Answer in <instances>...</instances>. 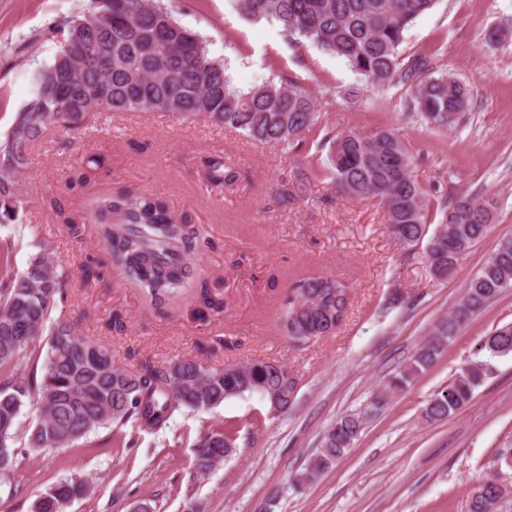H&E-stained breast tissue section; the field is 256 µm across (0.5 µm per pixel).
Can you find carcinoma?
I'll return each instance as SVG.
<instances>
[{
    "instance_id": "1",
    "label": "carcinoma",
    "mask_w": 512,
    "mask_h": 512,
    "mask_svg": "<svg viewBox=\"0 0 512 512\" xmlns=\"http://www.w3.org/2000/svg\"><path fill=\"white\" fill-rule=\"evenodd\" d=\"M255 20L272 21L292 41L307 40L343 58L369 85L398 84L409 91L405 111L431 128L446 130L470 111L467 84L448 73L434 75L424 56L402 58L405 33L437 0H235ZM64 44L52 63L34 77L31 98L0 134V224L21 222L27 203L17 192L16 176L28 165L31 150L56 125L70 129L91 112H167L201 116L217 127L270 146L303 151L307 134L321 123L317 99L300 84L269 79L239 88L221 59L208 56L206 42L180 24L161 0H90L79 17L58 23ZM319 171L350 198L378 201L383 221L408 253L425 243L435 276L451 275L460 256L482 240L494 223L497 202L479 193L430 196L412 179L415 157L394 130L364 136L352 130L327 134ZM208 181L220 186L233 179L224 158L209 161ZM300 185L283 182L276 195L293 204ZM441 214L430 229L431 212ZM93 216L111 263L154 303L196 289L201 312L219 314L224 300L214 297L192 263L200 232L187 216L177 217L153 194L124 190L95 200ZM68 275L48 254L34 255L26 269L0 275V368L33 359L28 377L0 379V465L23 450L42 454L76 441L100 426L130 424L159 431L175 413L209 411L224 401L257 394L272 408L273 391L297 389L299 378L278 361H248L239 370L204 366L194 358L167 367L138 370L115 366L103 345L76 334L55 315ZM512 290V237L501 238L492 255L470 279L456 307L387 384L401 390L426 371L445 341L487 304ZM307 303L285 310L286 333L309 342L336 329L351 305L343 279L308 276L289 286L288 296ZM491 357L512 354V323L495 329L480 343ZM489 363L473 360L460 368L428 401L423 417L439 422L465 407L484 382ZM38 392L37 423L21 429L25 400ZM364 424L360 413L347 414L325 431L321 448L296 483L306 485L330 469L351 447ZM234 447L226 429L203 435L196 446L195 472L204 475ZM90 492L87 480L67 478L37 495L34 512H64L71 501Z\"/></svg>"
}]
</instances>
